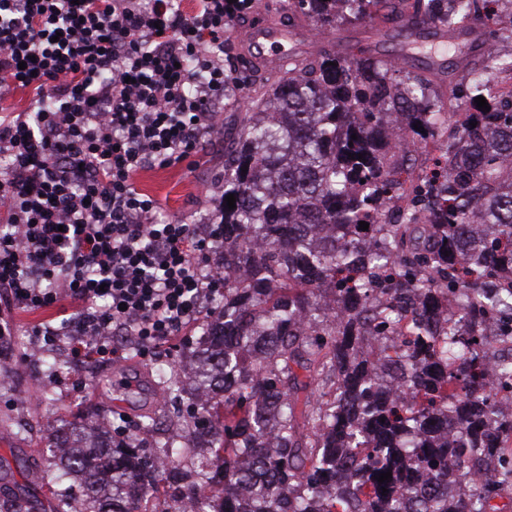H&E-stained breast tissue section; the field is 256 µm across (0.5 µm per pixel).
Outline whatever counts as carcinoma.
<instances>
[{
	"label": "carcinoma",
	"mask_w": 512,
	"mask_h": 512,
	"mask_svg": "<svg viewBox=\"0 0 512 512\" xmlns=\"http://www.w3.org/2000/svg\"><path fill=\"white\" fill-rule=\"evenodd\" d=\"M322 29L408 17L472 36L444 111L426 71L322 47L270 81L224 48V312L193 349L197 392L152 368L184 435L147 449L74 427L42 480L70 512H151L165 485L192 512H512V0H288ZM482 96L489 111L477 107ZM356 138H351V135ZM432 165L418 164L432 150ZM363 155L358 160L356 156ZM369 223L368 230L359 222ZM319 397L297 408L298 371ZM213 458L195 465V441ZM497 463L498 481H483ZM392 473L380 483L376 477ZM472 486L439 493L448 472ZM82 498H71L74 484Z\"/></svg>",
	"instance_id": "cac0c4a2"
}]
</instances>
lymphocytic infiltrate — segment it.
<instances>
[{
  "mask_svg": "<svg viewBox=\"0 0 512 512\" xmlns=\"http://www.w3.org/2000/svg\"><path fill=\"white\" fill-rule=\"evenodd\" d=\"M254 0H0V352L14 310L50 311L44 347L74 367L141 356L200 323L224 288L217 213L159 223L135 185L199 152L219 129L224 45Z\"/></svg>",
  "mask_w": 512,
  "mask_h": 512,
  "instance_id": "obj_1",
  "label": "lymphocytic infiltrate"
}]
</instances>
